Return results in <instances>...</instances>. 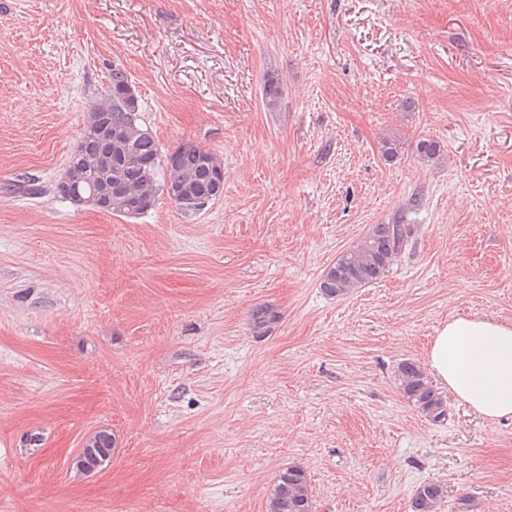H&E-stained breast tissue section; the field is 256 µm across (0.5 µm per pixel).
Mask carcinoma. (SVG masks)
<instances>
[{"instance_id":"carcinoma-1","label":"carcinoma","mask_w":512,"mask_h":512,"mask_svg":"<svg viewBox=\"0 0 512 512\" xmlns=\"http://www.w3.org/2000/svg\"><path fill=\"white\" fill-rule=\"evenodd\" d=\"M140 104L125 73L112 71L106 100L95 105L74 155L88 168L82 192L90 190L98 173L112 185L110 214L135 217L155 205L159 190L158 177L167 172L174 183L184 181L197 197H209L214 189L216 173L224 170L217 156L193 142L179 145L166 154L152 131L140 122ZM415 151L423 161L440 156L441 146L423 138ZM413 228L397 214L389 224H374L353 247L343 252L328 268L320 288L331 297L344 296L386 276L402 254L412 246ZM250 319L254 333L260 336L279 319L270 306L252 309ZM397 379L403 396L427 420H447L448 407L440 392L430 382L424 368L407 359L397 366ZM115 439L106 429L96 432L77 456L74 466L91 472L112 459ZM444 499L441 485L427 482L419 485L411 498V512H437ZM267 512H313V489L307 473L298 466L282 470L276 477L267 499Z\"/></svg>"}]
</instances>
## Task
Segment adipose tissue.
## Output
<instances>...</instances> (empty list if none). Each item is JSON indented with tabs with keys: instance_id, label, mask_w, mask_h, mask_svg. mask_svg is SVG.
<instances>
[{
	"instance_id": "obj_1",
	"label": "adipose tissue",
	"mask_w": 512,
	"mask_h": 512,
	"mask_svg": "<svg viewBox=\"0 0 512 512\" xmlns=\"http://www.w3.org/2000/svg\"><path fill=\"white\" fill-rule=\"evenodd\" d=\"M436 379L478 415L512 418V322L454 317L427 353Z\"/></svg>"
}]
</instances>
